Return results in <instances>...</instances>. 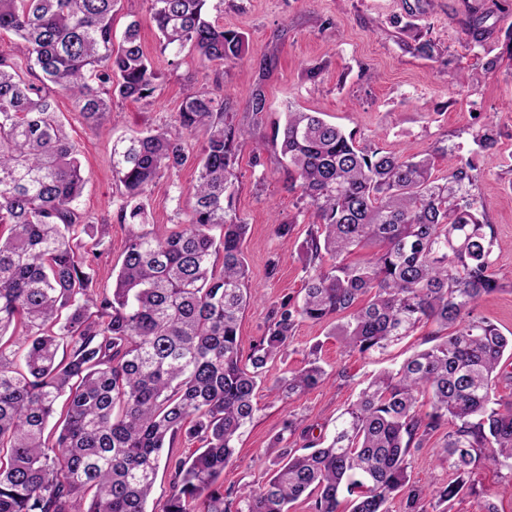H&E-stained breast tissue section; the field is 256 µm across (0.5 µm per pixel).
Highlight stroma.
I'll list each match as a JSON object with an SVG mask.
<instances>
[{"instance_id":"stroma-1","label":"stroma","mask_w":512,"mask_h":512,"mask_svg":"<svg viewBox=\"0 0 512 512\" xmlns=\"http://www.w3.org/2000/svg\"><path fill=\"white\" fill-rule=\"evenodd\" d=\"M475 11L485 17L481 45L466 32ZM210 14L245 35L248 52L241 61L206 67L189 51L162 49L149 21L148 0H121L114 32L122 34L131 20H140L144 51L163 76L154 98L123 102L103 126L94 127L74 111L66 94L56 96L85 177L80 209L89 221L110 227L93 262L99 286L111 287L127 236L117 216L113 141L133 130L173 128L190 86L224 95L238 120L250 122L245 106L259 90L265 99L262 123L254 138L238 147L236 209L248 225L243 249L249 286L256 294L240 322L242 350H250L261 335L270 305L300 296L305 283L295 250L307 236L312 210L290 190L274 147L255 148L256 141L271 138L291 107L324 113L326 120L355 132L363 145L410 154L453 145L461 158L472 160L478 173L474 192L497 228L494 271L503 285L479 301L475 314L512 336V53L507 50L512 0H211ZM426 40L435 45L429 57L416 50ZM486 44L500 57L489 72L484 69ZM315 65L320 72L308 80L306 70ZM487 123L498 133L500 157L495 161L477 154L472 142L473 133ZM195 179L189 163L151 187L153 223L170 226L186 219ZM278 220L292 223L290 241L275 235ZM273 259L279 266L272 275L268 264ZM329 329V323L311 321L295 327L287 355L270 367V375L301 368L315 347L329 381L283 400L259 390L254 419L220 477L224 486L254 488L267 480L277 455L274 440L288 420L331 435L336 417L372 375L427 347L432 334L431 328H419L384 354L364 357L345 351ZM442 442V434H434L412 455V481L448 482V463L436 453ZM477 480V494L455 500L452 512H480L486 499L498 512H512V469L481 471Z\"/></svg>"}]
</instances>
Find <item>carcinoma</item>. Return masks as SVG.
Instances as JSON below:
<instances>
[{"mask_svg":"<svg viewBox=\"0 0 512 512\" xmlns=\"http://www.w3.org/2000/svg\"><path fill=\"white\" fill-rule=\"evenodd\" d=\"M120 0H0V512H427L477 494L475 470L512 469V398L501 362L512 337L472 310L502 290L495 225L472 193L476 168L442 151L407 155L356 144L318 112H286L273 145L315 221L297 248L306 272L299 298L272 306L250 353L238 343L253 298L243 251L247 224L234 206L237 148L252 133L224 98L189 88L177 133L135 130L112 144L128 225L109 290L91 259L109 225L79 211L78 149L54 107L69 95L88 123L114 101L145 100L160 86L140 21L114 41ZM163 49L194 50L203 64L242 59L247 39L208 15L210 0H150ZM201 140L191 155L185 138ZM496 158L490 124L472 135ZM198 170L188 219L149 223L146 199L163 174ZM220 230L214 236V230ZM85 237H80V234ZM89 241H84V238ZM376 248L352 263L357 249ZM336 319L349 352L383 353L421 324L445 332L400 367L376 375L336 418L330 441L290 420L264 485L218 484L256 396L304 393L327 380L313 359L265 386L268 364L288 352L295 326ZM69 351L58 358L59 349ZM448 426L438 454L452 478L411 481L412 450ZM186 457L164 454L177 440ZM173 471L152 500L158 469Z\"/></svg>","mask_w":512,"mask_h":512,"instance_id":"1","label":"carcinoma"}]
</instances>
